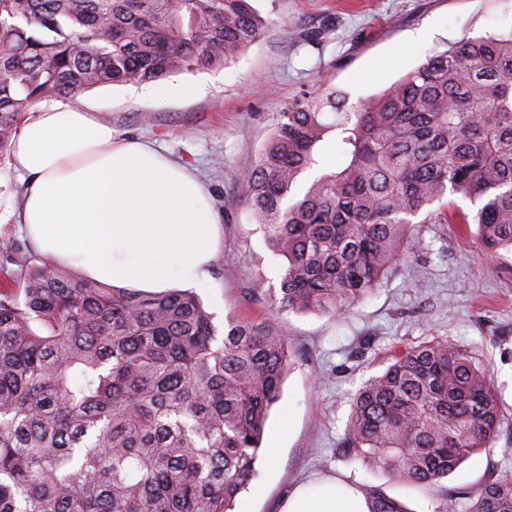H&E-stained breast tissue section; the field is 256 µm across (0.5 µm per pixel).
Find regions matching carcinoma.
Listing matches in <instances>:
<instances>
[{"instance_id":"carcinoma-1","label":"carcinoma","mask_w":512,"mask_h":512,"mask_svg":"<svg viewBox=\"0 0 512 512\" xmlns=\"http://www.w3.org/2000/svg\"><path fill=\"white\" fill-rule=\"evenodd\" d=\"M264 25L252 0H0V159L29 106L222 69ZM346 103L334 87L300 93L242 175L284 259L278 311H347L416 247L412 218L448 195L474 206L448 210V222L477 225L485 257L512 254V33L463 37ZM11 261L0 512H233L257 476L286 338L233 317L220 328L189 290L111 288L28 249ZM500 425L487 370L437 339L362 384L341 448L433 486ZM364 493L370 512H407L374 486ZM437 512H512V475L452 491Z\"/></svg>"}]
</instances>
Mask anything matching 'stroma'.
Wrapping results in <instances>:
<instances>
[{
  "label": "stroma",
  "mask_w": 512,
  "mask_h": 512,
  "mask_svg": "<svg viewBox=\"0 0 512 512\" xmlns=\"http://www.w3.org/2000/svg\"><path fill=\"white\" fill-rule=\"evenodd\" d=\"M262 36L230 65L182 74L196 90L161 100L144 87L105 85L80 102L111 121L115 138L154 143L210 188L224 239L210 282L197 289L216 325L227 317L265 321L288 339L292 366L270 412L264 445L281 449L261 463V494L243 491L234 512H280L300 483L335 478L372 485L409 512H436L443 493L476 487L512 471V256L480 253L476 227L451 224L437 202L417 217V246L362 301L338 316L278 313L269 291L280 285L283 258L266 246L240 181L278 112L317 85L347 92L350 102L381 93L460 39L512 31V0H254ZM315 40H304L307 32ZM26 181L0 160V280L7 256L29 240L18 224ZM254 288L263 297H251ZM432 339L455 344L487 369L500 405L496 442L470 455L438 486L417 487L380 468L342 456L339 442L357 389L391 354Z\"/></svg>",
  "instance_id": "35a3bbf8"
}]
</instances>
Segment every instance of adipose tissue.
<instances>
[{"label":"adipose tissue","mask_w":512,"mask_h":512,"mask_svg":"<svg viewBox=\"0 0 512 512\" xmlns=\"http://www.w3.org/2000/svg\"><path fill=\"white\" fill-rule=\"evenodd\" d=\"M11 164L27 176L18 222L42 256L142 292L201 287L221 243L210 192L154 146L119 140L76 105L28 110ZM281 512H369L333 479L298 485Z\"/></svg>","instance_id":"1"}]
</instances>
